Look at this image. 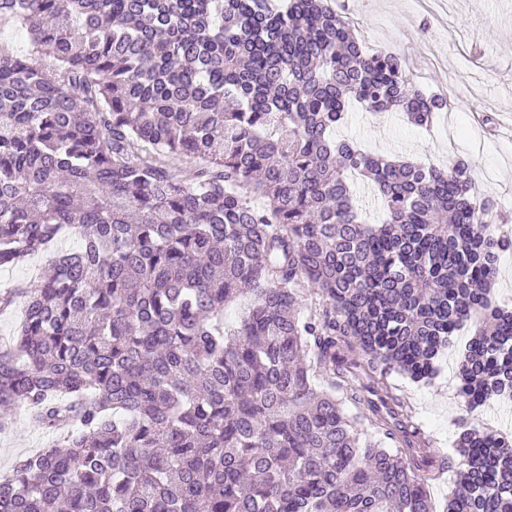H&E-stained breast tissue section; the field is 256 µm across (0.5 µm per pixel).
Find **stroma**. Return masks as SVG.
<instances>
[{
  "label": "stroma",
  "instance_id": "35a3bbf8",
  "mask_svg": "<svg viewBox=\"0 0 512 512\" xmlns=\"http://www.w3.org/2000/svg\"><path fill=\"white\" fill-rule=\"evenodd\" d=\"M362 37L400 54L427 93H446L453 102L454 133L445 138L411 126L401 114L374 119L352 112L338 136L361 141L377 154L404 155L441 168L457 160L474 164L479 191L492 196L512 218V138L498 136L482 121L512 122V0H438L423 7L418 0H333ZM462 328L440 359L432 384L396 378L433 448L453 454L466 423H480L512 433V402L490 401L468 413L457 387V359L470 338ZM49 437L26 419L0 434V472L46 445Z\"/></svg>",
  "mask_w": 512,
  "mask_h": 512
}]
</instances>
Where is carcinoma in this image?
I'll return each mask as SVG.
<instances>
[{"label":"carcinoma","mask_w":512,"mask_h":512,"mask_svg":"<svg viewBox=\"0 0 512 512\" xmlns=\"http://www.w3.org/2000/svg\"><path fill=\"white\" fill-rule=\"evenodd\" d=\"M2 22L53 68L0 46V268L48 254L0 295L23 299L0 408L59 437L0 473V512H434L445 468L444 512H512V437L469 426L445 462L387 382L431 381L469 321L464 407L512 400L509 220L468 160L336 138L353 104L426 128L446 97L331 0H0ZM494 295L496 302L512 308V252L503 254L500 259ZM507 296H511L510 302L503 301H509ZM452 482L453 473L447 472L441 481L429 483L428 490L436 512H443L445 510Z\"/></svg>","instance_id":"1"}]
</instances>
